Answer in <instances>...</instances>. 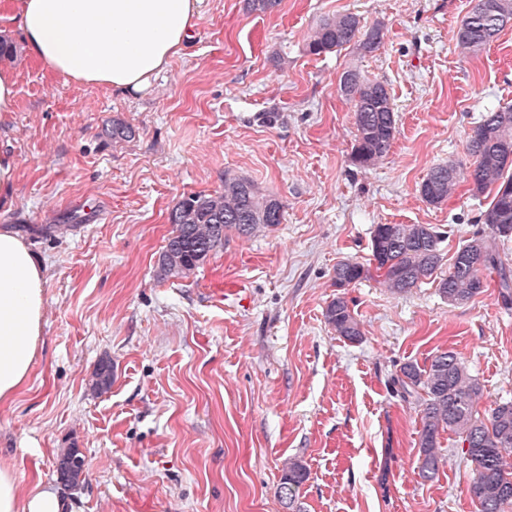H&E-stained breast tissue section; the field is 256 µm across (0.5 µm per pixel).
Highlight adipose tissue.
<instances>
[{
  "mask_svg": "<svg viewBox=\"0 0 512 512\" xmlns=\"http://www.w3.org/2000/svg\"><path fill=\"white\" fill-rule=\"evenodd\" d=\"M29 54L80 83L116 92L145 87L185 46L194 0H0ZM43 268L22 238L0 230V405L28 386L41 336ZM64 500L18 492L16 466L0 458V512H64Z\"/></svg>",
  "mask_w": 512,
  "mask_h": 512,
  "instance_id": "adipose-tissue-1",
  "label": "adipose tissue"
}]
</instances>
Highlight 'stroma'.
Returning <instances> with one entry per match:
<instances>
[{"instance_id":"stroma-1","label":"stroma","mask_w":512,"mask_h":512,"mask_svg":"<svg viewBox=\"0 0 512 512\" xmlns=\"http://www.w3.org/2000/svg\"><path fill=\"white\" fill-rule=\"evenodd\" d=\"M475 0H198L193 36L140 91L78 83L28 56L9 13L0 38L18 107L0 118V152L17 182L0 228L45 268L38 355L28 389L0 405V455L20 491L34 482L74 512H288L285 458L303 460L301 512H476L472 468L441 437L435 477L418 475L422 404L392 384L400 366L455 351L480 382V412L512 398V309L496 273L451 305L432 281L390 294L368 276L345 288L363 337L336 336L323 311L343 261L371 266L378 224H430L445 258L486 233L489 197L460 187L432 206L420 184L467 161L485 112L512 104V26L462 56L455 33ZM381 24L379 50L308 53L321 17ZM383 82L396 113L386 157L351 161L347 68ZM136 135L115 142L113 119ZM245 176L283 218L249 239L228 234L195 276L160 279L157 260L184 195ZM112 386L92 389L102 362ZM79 449L78 484L57 473Z\"/></svg>"}]
</instances>
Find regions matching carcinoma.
Masks as SVG:
<instances>
[{"mask_svg": "<svg viewBox=\"0 0 512 512\" xmlns=\"http://www.w3.org/2000/svg\"><path fill=\"white\" fill-rule=\"evenodd\" d=\"M512 22V0H475L462 19L455 38L463 53H475L493 42ZM383 29L374 25L362 29L353 13H339L322 19L313 29L307 50L313 55L352 48L371 53L382 44ZM339 89L351 103L356 126L352 161L360 169H372L386 156L396 132L391 96L386 85L361 75L355 69L343 72ZM470 164L451 162L433 167L420 186V196L430 205L451 199L467 183L473 195L490 193L492 199L482 211L488 234L466 239L456 250L448 277L438 281V292L456 305L484 292V273H499L498 297L512 308V268L501 255L499 245L512 239V105L485 113L472 127L466 143ZM283 204L262 193L246 177H226L224 185L210 193L183 196L170 213L172 235L157 261L162 279H185L195 274L211 253L224 244L230 232L251 237L269 232L281 223ZM443 232L430 224H377L371 237L374 268L379 284L395 295L405 294L433 277L443 260ZM369 274L359 263L343 261L336 266L335 285L346 288ZM324 319L336 334L356 341L363 335L361 324L343 294H336L325 308ZM403 396L423 398V415L418 431L419 476L428 480L442 461L440 436H455L458 447L473 467L467 493L478 512H505L512 507V399L496 404L489 417L477 410L482 388L452 350L437 353L424 368L405 363L396 378ZM112 385V363H101L93 388L105 392ZM76 448L60 454L58 474L71 484L79 482L85 461H75ZM308 470L295 457L282 465L279 497L291 512H298L300 487Z\"/></svg>", "mask_w": 512, "mask_h": 512, "instance_id": "obj_1", "label": "carcinoma"}]
</instances>
